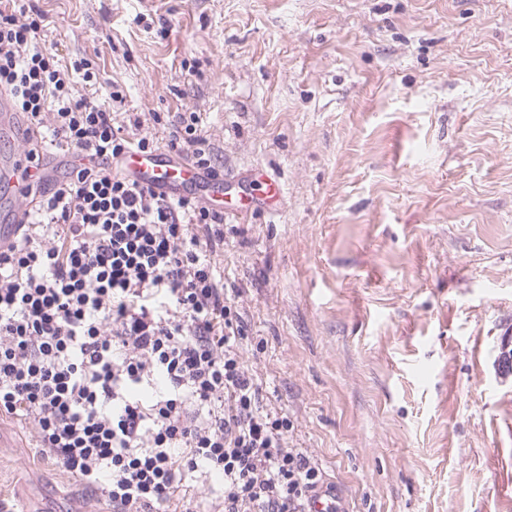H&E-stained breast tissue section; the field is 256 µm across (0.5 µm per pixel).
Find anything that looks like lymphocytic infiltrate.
I'll list each match as a JSON object with an SVG mask.
<instances>
[{"mask_svg": "<svg viewBox=\"0 0 512 512\" xmlns=\"http://www.w3.org/2000/svg\"><path fill=\"white\" fill-rule=\"evenodd\" d=\"M43 22L0 0V91L84 163L46 183L0 243V418L110 512H304L322 472L289 447L292 420L268 407L243 356L242 316L213 259L223 212L115 170L156 144L115 125L119 86L102 101L78 92L97 72L41 48ZM198 123L179 114L166 148L212 173Z\"/></svg>", "mask_w": 512, "mask_h": 512, "instance_id": "lymphocytic-infiltrate-1", "label": "lymphocytic infiltrate"}]
</instances>
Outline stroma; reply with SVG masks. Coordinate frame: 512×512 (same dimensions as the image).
Returning a JSON list of instances; mask_svg holds the SVG:
<instances>
[{
  "label": "stroma",
  "mask_w": 512,
  "mask_h": 512,
  "mask_svg": "<svg viewBox=\"0 0 512 512\" xmlns=\"http://www.w3.org/2000/svg\"><path fill=\"white\" fill-rule=\"evenodd\" d=\"M224 171L215 260L264 401L353 512H512V0H26ZM261 168L284 186L257 202ZM0 420V512H101Z\"/></svg>",
  "instance_id": "obj_1"
}]
</instances>
